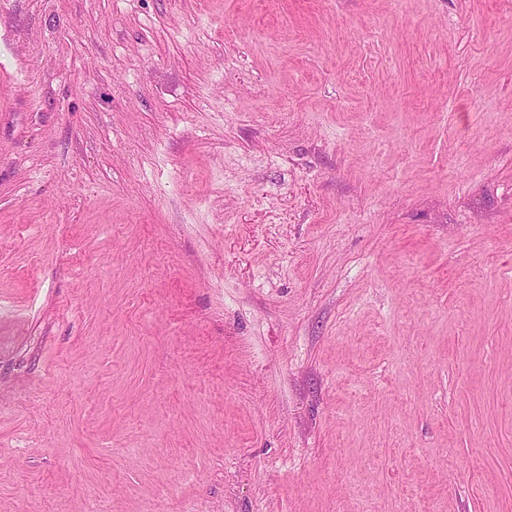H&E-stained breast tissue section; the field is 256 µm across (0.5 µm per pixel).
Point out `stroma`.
I'll return each instance as SVG.
<instances>
[{
  "instance_id": "stroma-1",
  "label": "stroma",
  "mask_w": 512,
  "mask_h": 512,
  "mask_svg": "<svg viewBox=\"0 0 512 512\" xmlns=\"http://www.w3.org/2000/svg\"><path fill=\"white\" fill-rule=\"evenodd\" d=\"M512 512V0H0V512Z\"/></svg>"
}]
</instances>
